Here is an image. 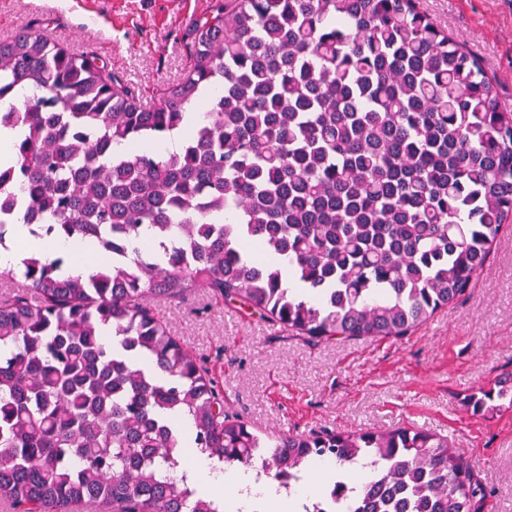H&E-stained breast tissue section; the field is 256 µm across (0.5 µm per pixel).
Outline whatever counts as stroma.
<instances>
[{
  "label": "stroma",
  "instance_id": "35a3bbf8",
  "mask_svg": "<svg viewBox=\"0 0 512 512\" xmlns=\"http://www.w3.org/2000/svg\"><path fill=\"white\" fill-rule=\"evenodd\" d=\"M213 0H0V41L21 30L104 61L143 103L176 84L187 34ZM457 36L512 113V0H418ZM172 335L209 370L225 405L281 434L416 426L447 435L512 512V408L476 415L465 398L512 372V231L467 293L400 338L307 342L204 289L159 304Z\"/></svg>",
  "mask_w": 512,
  "mask_h": 512
}]
</instances>
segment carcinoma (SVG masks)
Returning a JSON list of instances; mask_svg holds the SVG:
<instances>
[{
  "label": "carcinoma",
  "instance_id": "cac0c4a2",
  "mask_svg": "<svg viewBox=\"0 0 512 512\" xmlns=\"http://www.w3.org/2000/svg\"><path fill=\"white\" fill-rule=\"evenodd\" d=\"M33 86L9 127L22 188L0 179V243L49 216L89 239L87 277L33 235L0 300V496L16 512H218L157 479L187 448L308 473L371 458L399 512H486L448 437L422 428L257 432L224 411L209 371L155 306L203 288L310 341L408 335L457 302L512 220V113L485 69L416 0H216L187 71L151 104L28 30L0 42V103ZM205 104V121L190 111ZM172 153H116L160 142ZM155 246L141 242L143 230ZM125 248L110 254L111 240ZM272 255L290 259L303 295ZM148 358L156 370L138 367ZM512 408V378L466 399ZM178 418L194 426L183 442Z\"/></svg>",
  "mask_w": 512,
  "mask_h": 512
}]
</instances>
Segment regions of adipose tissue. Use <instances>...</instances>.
Returning a JSON list of instances; mask_svg holds the SVG:
<instances>
[{
  "instance_id": "obj_1",
  "label": "adipose tissue",
  "mask_w": 512,
  "mask_h": 512,
  "mask_svg": "<svg viewBox=\"0 0 512 512\" xmlns=\"http://www.w3.org/2000/svg\"><path fill=\"white\" fill-rule=\"evenodd\" d=\"M194 487L224 505V512H296L302 498L319 492L340 467L336 462L315 465L304 483L288 492L271 477L255 481L253 469L218 463L194 453L186 465Z\"/></svg>"
}]
</instances>
